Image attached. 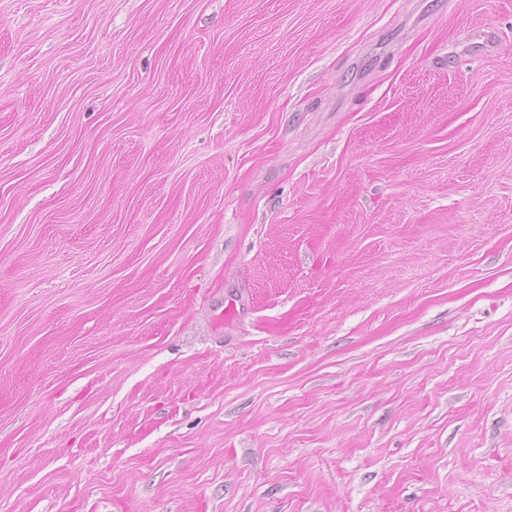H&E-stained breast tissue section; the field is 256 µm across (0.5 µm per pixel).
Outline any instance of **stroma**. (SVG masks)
<instances>
[{
  "instance_id": "1",
  "label": "stroma",
  "mask_w": 512,
  "mask_h": 512,
  "mask_svg": "<svg viewBox=\"0 0 512 512\" xmlns=\"http://www.w3.org/2000/svg\"><path fill=\"white\" fill-rule=\"evenodd\" d=\"M0 512H512V0H0Z\"/></svg>"
}]
</instances>
